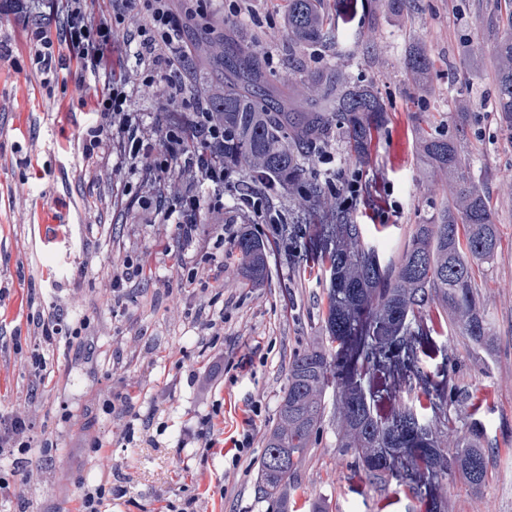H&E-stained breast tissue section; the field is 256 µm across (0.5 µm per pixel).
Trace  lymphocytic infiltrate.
Returning a JSON list of instances; mask_svg holds the SVG:
<instances>
[{"label":"lymphocytic infiltrate","instance_id":"obj_1","mask_svg":"<svg viewBox=\"0 0 512 512\" xmlns=\"http://www.w3.org/2000/svg\"><path fill=\"white\" fill-rule=\"evenodd\" d=\"M96 0H65V11L55 24L34 15L23 0H0V16L12 17L26 33L28 62L46 90L65 86L63 70L77 67L100 82L93 97H79L91 119L82 133V157L91 165L111 160L127 167L143 194L131 197L129 207L141 224H174L175 245H164V256L175 258L184 287L201 282L197 267L184 255L200 244L202 228L216 226L214 247L224 245L230 226L224 223V195L233 193L236 209L253 223L277 226L283 221L269 188L238 191L224 170V116L210 104L198 102L190 114L176 113L189 73L185 27L174 0H109L108 15L95 20ZM136 47L141 81L153 83L158 69L169 72L171 91L153 119L130 108L132 89L115 60L118 44ZM29 340L19 349L33 390L51 381L44 350L57 343L81 350L90 334L89 317L72 318L59 305L29 314ZM32 415L15 411L0 415V491L17 481H28L33 470L18 471L20 457L35 448L37 434Z\"/></svg>","mask_w":512,"mask_h":512}]
</instances>
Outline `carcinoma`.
I'll use <instances>...</instances> for the list:
<instances>
[{
	"label": "carcinoma",
	"instance_id": "cac0c4a2",
	"mask_svg": "<svg viewBox=\"0 0 512 512\" xmlns=\"http://www.w3.org/2000/svg\"><path fill=\"white\" fill-rule=\"evenodd\" d=\"M323 19L321 0H288V35L296 45L327 41ZM506 25V34L495 46L496 105L501 119L512 125V13L506 15ZM214 62L227 75L224 96L211 99L224 113V165L301 189L292 223L325 224L336 242L321 260L331 273L328 346H313L288 364L278 418L265 436L259 459L262 497L272 512H288L291 480L322 429V393L331 386L338 391V447L354 458L369 481L399 479L393 461L406 457L441 477L457 469L471 486H481L488 476V461L479 433L473 430L457 437L454 453L447 457V435L436 426L466 394L458 386L433 390L421 365L419 332L413 324L426 313L428 330L433 332L451 309L464 335L476 344L486 342L489 328L477 311L473 262L492 259L498 249L490 202L472 181L460 177L438 223L416 225L401 255L384 258L378 249L363 244L362 227L342 199L327 201L325 186L310 167L335 129L354 158H368L385 112L377 93L345 81L337 69L327 67L306 75L316 94L305 111L286 112L262 93L265 61L254 47L229 49L214 56ZM430 65L422 51L406 59L411 73ZM422 148L439 171L462 165L450 136L427 137ZM237 248L246 277L261 285L264 243L243 233ZM392 353L407 373L403 387L422 390L426 399L414 406L400 404L381 417L367 402L361 379L368 364Z\"/></svg>",
	"mask_w": 512,
	"mask_h": 512
}]
</instances>
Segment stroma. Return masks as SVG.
<instances>
[{
  "mask_svg": "<svg viewBox=\"0 0 512 512\" xmlns=\"http://www.w3.org/2000/svg\"><path fill=\"white\" fill-rule=\"evenodd\" d=\"M356 4L347 18L341 0L325 3L332 26L361 35L345 53L322 43L291 45L287 0H216L224 22L214 35L230 27L239 42L271 53L270 82L295 106L307 97L299 71L328 63L378 93L386 120L361 167L376 192L357 207L356 218L365 244L387 257L403 250L416 225L434 222L452 197L453 181L429 164L421 137L460 134L462 172L489 200L499 235L497 254L476 270L490 338L474 344L452 317L429 334L431 350L421 360L436 386L452 382L470 395L468 404L449 409V430L466 431L472 405H480L488 478L478 488L458 472L442 480L413 473L400 482H368L337 446L336 393L329 388L323 429L291 486L289 506L310 512L320 499L329 512H426L436 500L442 512H512V127L495 108L493 81L506 0ZM177 9L194 50L186 96L222 90V71L198 51L206 17L188 13L185 0ZM414 48L432 65L412 81L405 59ZM86 122L84 109L47 94L30 70L0 63V413L28 408L47 423L54 443L50 453L31 454L37 480L10 493L23 497L28 512H75L81 484L96 481L111 487L112 512H163L168 505L179 512L189 500L194 512H271L257 481L264 436L276 421L289 361L326 336L330 280L313 264L314 235L281 225L282 250L268 258L258 288L242 273L236 239H225L218 261L206 246L189 250L195 264L218 271L224 283V348L203 349L194 314L209 292L182 287L160 255L175 238L174 225L135 224L120 211L127 172L103 162L85 165L79 136ZM121 254L147 259L154 275L128 285L114 303L111 262ZM63 272L68 278L58 303L88 316L93 331L83 351L61 345L46 351L54 377L50 392L36 397L15 346L33 303L47 296L30 290V281ZM362 385L381 415L419 397L399 386L390 359L368 367ZM117 395L152 416V440L118 441L117 421L98 406ZM217 400L223 408L216 422L225 434L254 429V445L240 462L229 449L204 457L182 445L186 430ZM85 433L106 448L82 447Z\"/></svg>",
  "mask_w": 512,
  "mask_h": 512,
  "instance_id": "obj_1",
  "label": "stroma"
}]
</instances>
